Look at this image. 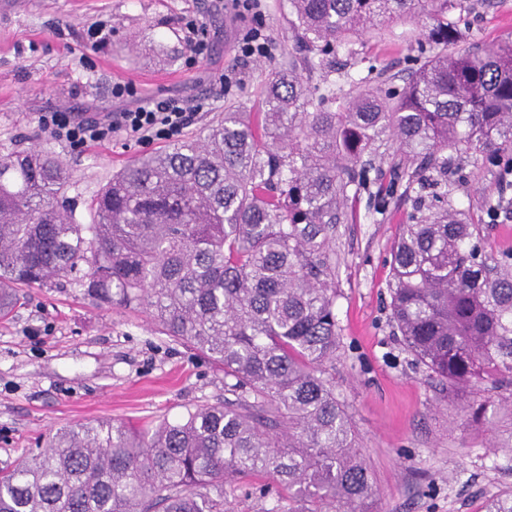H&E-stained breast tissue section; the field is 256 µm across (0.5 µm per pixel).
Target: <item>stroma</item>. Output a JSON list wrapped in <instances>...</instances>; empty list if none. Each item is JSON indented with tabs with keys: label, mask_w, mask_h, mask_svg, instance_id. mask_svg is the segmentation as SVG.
Segmentation results:
<instances>
[{
	"label": "stroma",
	"mask_w": 512,
	"mask_h": 512,
	"mask_svg": "<svg viewBox=\"0 0 512 512\" xmlns=\"http://www.w3.org/2000/svg\"><path fill=\"white\" fill-rule=\"evenodd\" d=\"M262 17L270 44L264 58H244L241 35ZM288 0H259L240 13L233 0H0V156L25 149L57 154L72 178L65 194L82 223L95 195L124 165L167 147L164 139L121 137L73 149L39 121L40 113L116 112L170 96L206 102L186 135L220 119L225 108L262 109L260 90L289 58L302 57ZM209 29L206 57L196 56L190 19ZM457 48L475 50L512 38V0H459L448 13ZM107 35L91 46L89 29ZM429 20H399L351 38L336 69L304 73L312 102L359 88H402L423 61ZM229 76L230 88L219 79ZM132 84L134 97L112 88ZM400 154L386 139L369 186L348 201L349 219L332 239L336 256L339 347L324 375L348 414L372 475L370 512H480L489 496L512 488V469L495 448L512 442V392L497 390L493 423L470 420L459 397L408 351L390 311L391 253L415 212L416 194L392 179ZM500 166L477 152L448 170L452 205L489 224L495 252L512 250V221L490 224L485 204L502 192ZM394 192L377 197L379 185ZM0 317V470L38 454L57 430L98 421L146 427L186 410L222 403L224 368L162 333L145 308L96 303L72 278L23 288ZM281 493L275 479H243L224 495L226 512H262L259 487Z\"/></svg>",
	"instance_id": "stroma-1"
}]
</instances>
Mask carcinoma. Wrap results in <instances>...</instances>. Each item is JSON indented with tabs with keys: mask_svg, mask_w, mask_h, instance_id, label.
Returning a JSON list of instances; mask_svg holds the SVG:
<instances>
[{
	"mask_svg": "<svg viewBox=\"0 0 512 512\" xmlns=\"http://www.w3.org/2000/svg\"><path fill=\"white\" fill-rule=\"evenodd\" d=\"M310 68L348 36L424 17L431 54L401 91L310 101L295 62L262 88L258 119L228 108L195 135L139 158L95 196L83 224L58 156H0V314L11 288L73 276L93 299L144 304L164 333L207 353L233 401L135 429L82 424L0 473V512H224V485H288L263 512H366L373 495L355 431L322 366L336 355L330 242L364 158L391 136L396 178L448 185V152L512 149V38L450 51L454 0H289ZM392 252L391 317L407 349L464 397L512 387V253L487 225L425 210Z\"/></svg>",
	"mask_w": 512,
	"mask_h": 512,
	"instance_id": "obj_1",
	"label": "carcinoma"
}]
</instances>
